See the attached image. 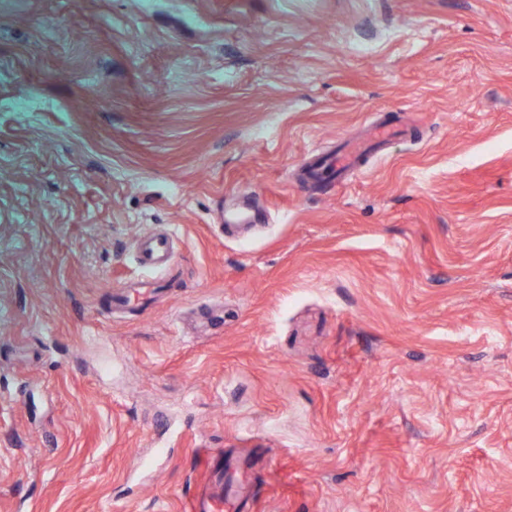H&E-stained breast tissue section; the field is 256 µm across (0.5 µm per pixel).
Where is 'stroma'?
I'll return each mask as SVG.
<instances>
[{"mask_svg": "<svg viewBox=\"0 0 512 512\" xmlns=\"http://www.w3.org/2000/svg\"><path fill=\"white\" fill-rule=\"evenodd\" d=\"M210 453L241 512H512V0H0V512ZM141 263L153 267L168 266L171 263L172 248L164 236L146 232L138 244Z\"/></svg>", "mask_w": 512, "mask_h": 512, "instance_id": "1", "label": "stroma"}]
</instances>
